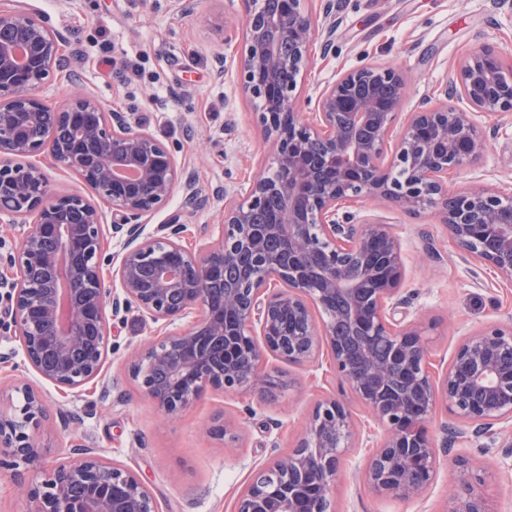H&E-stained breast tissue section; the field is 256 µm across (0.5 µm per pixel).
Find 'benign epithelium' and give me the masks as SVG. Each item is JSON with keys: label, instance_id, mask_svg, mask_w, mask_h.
Here are the masks:
<instances>
[{"label": "benign epithelium", "instance_id": "1", "mask_svg": "<svg viewBox=\"0 0 512 512\" xmlns=\"http://www.w3.org/2000/svg\"><path fill=\"white\" fill-rule=\"evenodd\" d=\"M239 2V77L269 152L245 195L217 192L224 224L199 252L183 244V216L210 198L173 152L133 113L94 97L50 106L38 89L65 68L63 37L18 5L0 6V223L21 227L12 252L0 256L10 335L41 380L74 390L102 370L108 316L136 308L165 332L136 358L131 376L168 416L210 391L274 399L290 380L264 367L266 359L305 366L325 353L376 429L361 431L349 405L323 398L296 447L252 471L234 512H330L336 483L363 446L371 451L353 475L377 496L418 501L437 475L430 424L438 405L468 425L455 430L460 444L512 434V327L472 332L432 374L421 331L394 318L401 238L388 224L353 223L346 208L370 201L409 216L432 210L462 261L488 266L512 286V189L448 187L449 175L488 153L477 117L512 112V63L493 47L473 49L435 104L412 112L404 111L397 68L354 67L321 89L309 122L298 88L314 47L331 44L334 3L326 0L319 24L308 0ZM41 154L112 208L115 288L103 275L101 207L52 187L32 161ZM179 187L181 209L148 231L146 218ZM13 389L23 404L0 414V456L28 466L27 512H159L144 482L96 448L78 445L47 466L38 436L49 421L43 396L22 381ZM241 429L226 420L209 433L234 439ZM455 463L458 485L445 512H497L487 477L464 459Z\"/></svg>", "mask_w": 512, "mask_h": 512}]
</instances>
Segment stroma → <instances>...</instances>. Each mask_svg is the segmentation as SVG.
<instances>
[{
    "label": "stroma",
    "mask_w": 512,
    "mask_h": 512,
    "mask_svg": "<svg viewBox=\"0 0 512 512\" xmlns=\"http://www.w3.org/2000/svg\"><path fill=\"white\" fill-rule=\"evenodd\" d=\"M65 39L68 71H56L41 87L52 105L74 90L113 109L134 113L147 131L166 144L194 179L207 207L192 211L186 245L209 242L213 225L224 219L216 191L243 192L265 157L256 125L255 103L243 94L238 76V0H20ZM493 45L512 59V0H336V30L328 53H316L300 91L316 97L329 81L365 64H392L406 77V102L415 107L438 98L452 80L462 55ZM139 65L133 76L131 65ZM223 78H216L217 68ZM491 132L489 152L479 166L455 178V185L480 181L512 185V112L482 117ZM192 127L193 137L183 134ZM355 222L390 225L403 241L405 278L399 312L419 322L434 366L449 361L462 336L490 323L512 322V286L499 285L493 272L468 273L456 248L432 214L410 218L364 202L352 207ZM111 343L100 375L83 388L62 392L25 369L6 324H0V411L21 400L11 384L24 377L39 385L50 416L76 415L68 430H41L47 458L59 460L75 445L100 449L105 457L135 472L158 503L159 512H232L252 466L292 449L307 418L326 395L350 399L329 365L278 368L293 384L276 399L248 392L207 394L177 417L156 411L130 375L137 352L157 338L159 325L141 324L137 311L110 318ZM239 420L237 439L206 433L221 419ZM465 457L492 476L498 512H512V461L484 439L439 451L438 474L424 498L404 504L372 494L346 475L335 491V512H444ZM24 466L0 464V512H26Z\"/></svg>",
    "instance_id": "obj_1"
}]
</instances>
